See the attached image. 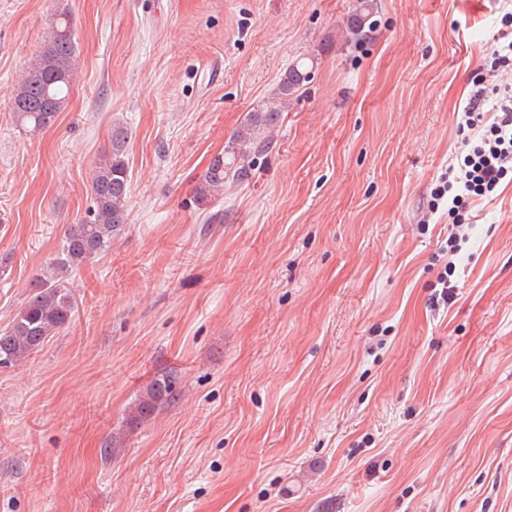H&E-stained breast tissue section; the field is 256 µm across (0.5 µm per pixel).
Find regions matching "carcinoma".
I'll return each mask as SVG.
<instances>
[{
    "instance_id": "obj_1",
    "label": "carcinoma",
    "mask_w": 512,
    "mask_h": 512,
    "mask_svg": "<svg viewBox=\"0 0 512 512\" xmlns=\"http://www.w3.org/2000/svg\"><path fill=\"white\" fill-rule=\"evenodd\" d=\"M372 0H358L342 29L346 41H358L373 29ZM77 42L68 15L59 18L53 35L30 63L13 98L17 123L35 134L52 126L62 111L74 80ZM319 46L294 61L284 71L274 92L275 102L248 113L233 133L224 152L214 156L197 190L204 205L223 194L224 184L240 182L248 176L253 156L267 151L279 126L282 107L308 82L318 56ZM128 131L112 124L110 149L103 155L91 177L94 206L88 222L67 226L60 256L50 271L37 278L24 305L7 328L0 330V367L16 364L38 352L49 337L71 322L73 304L68 288L70 275L84 262L105 254L127 224L125 202L130 178L125 162ZM175 382L169 374L156 377L133 406L129 421L138 424L151 417L174 397Z\"/></svg>"
}]
</instances>
